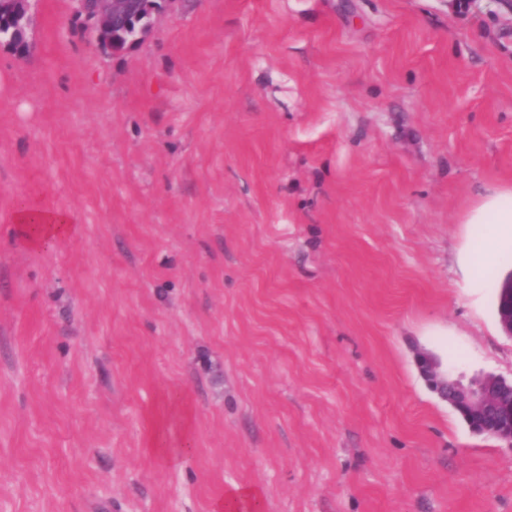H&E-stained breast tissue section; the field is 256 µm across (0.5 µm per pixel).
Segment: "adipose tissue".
I'll use <instances>...</instances> for the list:
<instances>
[{
  "label": "adipose tissue",
  "mask_w": 512,
  "mask_h": 512,
  "mask_svg": "<svg viewBox=\"0 0 512 512\" xmlns=\"http://www.w3.org/2000/svg\"><path fill=\"white\" fill-rule=\"evenodd\" d=\"M16 223L22 224L33 248L68 238L77 231L74 214L42 205L20 207L15 214ZM470 223L486 225L484 236L473 242L469 250V263L474 274L496 263L499 258V241L504 232L512 228V191H502L489 196L474 209Z\"/></svg>",
  "instance_id": "ef3b65f1"
}]
</instances>
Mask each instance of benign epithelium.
<instances>
[{
  "label": "benign epithelium",
  "instance_id": "1",
  "mask_svg": "<svg viewBox=\"0 0 512 512\" xmlns=\"http://www.w3.org/2000/svg\"><path fill=\"white\" fill-rule=\"evenodd\" d=\"M152 2L154 0H94L91 21L97 43L108 51H118L113 45V35L127 29L130 20L141 10L153 13L156 7ZM28 7L29 0H0V12H4V18L15 29L25 27ZM498 318L503 331L512 336V276L500 288ZM418 364L431 387L466 421L474 416L486 419L502 409L507 410L506 421H495L484 431L512 447V379L485 374L465 385L456 379L450 381L448 375L438 372L437 363L427 354L419 357Z\"/></svg>",
  "mask_w": 512,
  "mask_h": 512
}]
</instances>
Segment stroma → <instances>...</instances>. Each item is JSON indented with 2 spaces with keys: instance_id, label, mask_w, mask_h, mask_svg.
Returning <instances> with one entry per match:
<instances>
[{
  "instance_id": "obj_1",
  "label": "stroma",
  "mask_w": 512,
  "mask_h": 512,
  "mask_svg": "<svg viewBox=\"0 0 512 512\" xmlns=\"http://www.w3.org/2000/svg\"><path fill=\"white\" fill-rule=\"evenodd\" d=\"M0 43V512H512V447L417 356L512 377V0H73ZM78 232L31 248L20 202ZM176 428L192 451L159 456ZM146 1V2H144ZM156 0H94V16L89 19L94 22L93 36L104 49L116 52L118 47L113 45V35L126 30L129 22L135 19L143 9L148 10L149 19L157 9L151 5ZM469 223L489 224L484 236L473 242L469 250V263L472 272L480 277L488 264L499 258V241L510 227L512 238V191H502L489 196L471 213ZM498 318L503 331L512 336V276L507 278L500 288ZM262 497L260 491L251 487H236L224 498L221 510L226 512H260Z\"/></svg>"
}]
</instances>
